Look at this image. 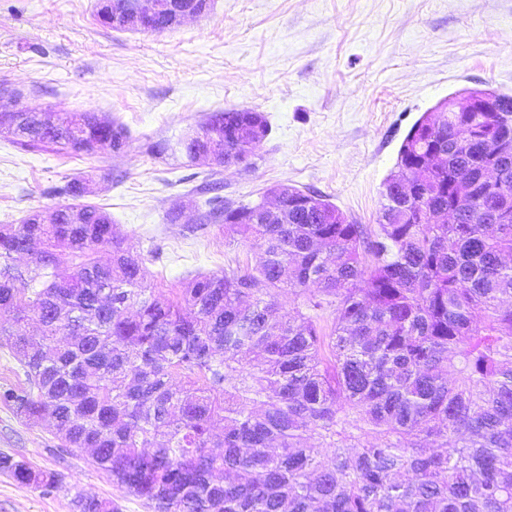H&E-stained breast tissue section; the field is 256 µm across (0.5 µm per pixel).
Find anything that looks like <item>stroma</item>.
<instances>
[{
    "mask_svg": "<svg viewBox=\"0 0 512 512\" xmlns=\"http://www.w3.org/2000/svg\"><path fill=\"white\" fill-rule=\"evenodd\" d=\"M96 4L0 0V108L95 112L129 134L122 153L80 156L0 136V224L63 204L56 187L92 177L90 202L143 254L147 284L168 296L187 276L261 259L222 225L190 234L200 184L220 181L226 198L244 203L288 184L374 224L422 113L474 88L512 96V0H214L161 34L103 26ZM218 110L266 114L271 131L249 166L212 169L183 153L186 134ZM176 208L178 223H168ZM1 455L63 480L42 492L0 471V512H73L79 491L119 512H150L50 420L31 423L0 404Z\"/></svg>",
    "mask_w": 512,
    "mask_h": 512,
    "instance_id": "35a3bbf8",
    "label": "stroma"
}]
</instances>
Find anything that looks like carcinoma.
<instances>
[{"label": "carcinoma", "instance_id": "carcinoma-1", "mask_svg": "<svg viewBox=\"0 0 512 512\" xmlns=\"http://www.w3.org/2000/svg\"><path fill=\"white\" fill-rule=\"evenodd\" d=\"M256 126L269 135L261 112L217 111L197 134L222 149L239 130L248 154ZM2 134L73 152L129 139L91 112H0ZM396 167L417 189L388 176L376 224L298 188L272 224L207 184L197 229L222 224L262 259L172 297L144 284L99 206L0 224V338L26 381L0 403L50 419L153 512H512V96L494 112L423 113ZM34 244L35 270L15 266ZM0 470L59 482L9 456ZM73 506L116 512L96 496Z\"/></svg>", "mask_w": 512, "mask_h": 512}]
</instances>
